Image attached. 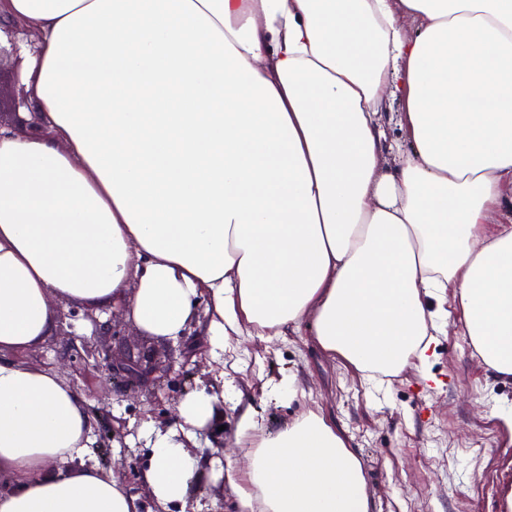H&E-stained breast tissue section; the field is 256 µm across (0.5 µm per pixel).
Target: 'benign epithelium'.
<instances>
[{"mask_svg": "<svg viewBox=\"0 0 512 512\" xmlns=\"http://www.w3.org/2000/svg\"><path fill=\"white\" fill-rule=\"evenodd\" d=\"M5 33L8 45H0V58L5 54L17 55V36L26 31L24 27L6 28L0 26ZM10 123L0 121V129L32 130L42 126L40 113L30 112L24 117L19 112L13 113ZM94 338L81 340V346H73L68 356V363L76 368H93L104 372L107 379L112 381L113 392L119 396L136 394L143 398V405L149 407L154 414H162L165 410L166 393L182 388L189 377L187 366L192 358L204 352V345L188 342L189 334L171 346L167 354L159 356L151 350L136 347L127 343L125 329L111 325V322L101 323L93 320ZM112 336L118 342V347L109 349L99 337ZM125 461L121 475L123 480L134 488L140 487L138 473L141 469L135 450L124 448Z\"/></svg>", "mask_w": 512, "mask_h": 512, "instance_id": "obj_1", "label": "benign epithelium"}]
</instances>
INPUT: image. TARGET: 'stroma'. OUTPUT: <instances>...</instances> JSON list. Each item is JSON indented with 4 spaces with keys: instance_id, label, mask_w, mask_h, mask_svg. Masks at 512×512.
<instances>
[{
    "instance_id": "stroma-1",
    "label": "stroma",
    "mask_w": 512,
    "mask_h": 512,
    "mask_svg": "<svg viewBox=\"0 0 512 512\" xmlns=\"http://www.w3.org/2000/svg\"><path fill=\"white\" fill-rule=\"evenodd\" d=\"M34 100L36 88L26 64L0 66V113L9 114L18 98ZM71 330L56 329L32 351L28 361L60 359L73 336L90 337L91 310L76 304ZM299 375L293 404L267 403L269 381L283 368ZM432 371L442 386L419 391V376L408 369L386 378L381 388L364 384L340 359L326 355L310 336H235L223 364L207 361L196 385L224 381V461L238 467L243 450L234 440L235 406L245 399L267 425L308 410L323 412L361 459L370 512H507L504 490L512 485V433L500 428L495 407L512 402V376L487 384L480 356L460 323L449 322L440 337ZM73 387L97 422L96 465L123 466V447L151 452L139 436L148 416L141 405L118 399L112 386L89 372ZM125 422V440L111 436L112 424Z\"/></svg>"
}]
</instances>
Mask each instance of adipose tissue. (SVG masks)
I'll return each instance as SVG.
<instances>
[{
	"instance_id": "adipose-tissue-1",
	"label": "adipose tissue",
	"mask_w": 512,
	"mask_h": 512,
	"mask_svg": "<svg viewBox=\"0 0 512 512\" xmlns=\"http://www.w3.org/2000/svg\"><path fill=\"white\" fill-rule=\"evenodd\" d=\"M0 19L39 35L44 123L0 131V512H141L91 465L77 393L16 358L60 301L124 304L173 342L205 313L216 361L234 336H311L369 382L432 380L455 315L512 376V0H0ZM222 399L142 425L163 507L205 493ZM235 440L237 512H369L323 413L268 428L247 405Z\"/></svg>"
}]
</instances>
